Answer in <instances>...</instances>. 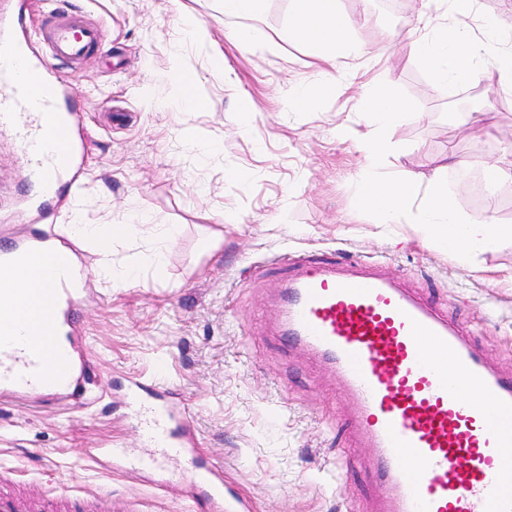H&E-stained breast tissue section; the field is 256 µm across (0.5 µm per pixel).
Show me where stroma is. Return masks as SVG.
Listing matches in <instances>:
<instances>
[{
	"label": "stroma",
	"mask_w": 512,
	"mask_h": 512,
	"mask_svg": "<svg viewBox=\"0 0 512 512\" xmlns=\"http://www.w3.org/2000/svg\"><path fill=\"white\" fill-rule=\"evenodd\" d=\"M100 25L104 46L82 64L53 62L81 117V171L28 217L33 176L13 137L0 133V216L14 231L49 221L66 232L74 212L89 223L135 224L137 237L114 245L112 262L142 264L140 280L106 287L97 257L79 247L90 302L82 310L85 364L99 383L93 405L0 403V472L17 491L48 497L108 489L132 512H193L186 494L108 471L95 448L139 452L140 430L123 403L129 379L163 375L178 387L201 455L224 467L226 483L251 512H376L366 473L376 451L353 430V399L317 355L279 338L283 253L341 252L379 259L403 287L421 293L460 324L498 371L512 375V239L462 264L424 239L416 224H381L358 201L357 173L367 131L359 85L386 84L412 117L385 135L382 172L430 175L455 154L467 170L442 176L453 205L512 225V181L488 186L482 165L512 156V96L485 111L479 88L437 85L414 51L419 0H340L356 38L388 69L348 60L347 76L322 86L325 63L289 34L293 0H267L259 20L228 18L224 0H0L21 17L15 38L44 55L36 33L57 6ZM309 88L305 108L292 87ZM472 113L460 129L449 111ZM352 137L340 141L338 125ZM216 142L201 153L186 138ZM223 237L200 248V224ZM181 226L162 269L148 263L159 229ZM352 462L353 478L331 474Z\"/></svg>",
	"instance_id": "1"
}]
</instances>
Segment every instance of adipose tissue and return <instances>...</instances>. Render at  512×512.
<instances>
[{"label":"adipose tissue","mask_w":512,"mask_h":512,"mask_svg":"<svg viewBox=\"0 0 512 512\" xmlns=\"http://www.w3.org/2000/svg\"><path fill=\"white\" fill-rule=\"evenodd\" d=\"M290 32L294 38L314 48L333 50L331 70L325 85L336 83V74L346 58L362 59L365 46L358 42L339 0H294ZM446 4L443 15L430 17L421 12V23L431 24V34L421 36L414 49L440 86L468 85L488 91L512 93V36L500 33L493 22H485L481 35H474L463 21L476 13L477 0H433ZM359 107L368 128L360 143L365 163L357 174L359 202L375 212L384 224L421 225L426 239L456 259L468 260L475 250L495 242L512 239V225L491 223L489 215H468L454 209L443 189L440 176L461 167L462 159L441 158L430 178L407 171L399 177L381 178L378 168L383 155L384 133L408 113L407 104L385 87L370 88ZM137 232L133 224H89L74 216L69 233L93 246L99 255V279L126 285L138 281L140 270L129 266L112 269V246Z\"/></svg>","instance_id":"adipose-tissue-1"}]
</instances>
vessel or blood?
Here are the masks:
<instances>
[{
  "label": "vessel or blood",
  "mask_w": 512,
  "mask_h": 512,
  "mask_svg": "<svg viewBox=\"0 0 512 512\" xmlns=\"http://www.w3.org/2000/svg\"><path fill=\"white\" fill-rule=\"evenodd\" d=\"M0 14V132L13 134L21 160L53 188L73 171V133L61 82L47 61L11 35ZM49 59L82 60L101 44L99 26L59 8L43 22ZM74 241L54 228L0 248V272L32 285L23 302L0 295V398L61 396L79 387L75 338L86 290L68 273ZM280 333L337 369L356 400L354 423L379 451L383 512H512V376L498 374L471 336L386 275L332 261H294L284 288ZM480 402H471V394ZM175 386L131 382L125 405L139 419L146 451L94 453L103 468L130 467L157 487L203 497L208 512H245L224 469L195 446L192 421ZM0 512H43L42 496L0 490ZM67 512H120L111 492Z\"/></svg>",
  "instance_id": "obj_1"
}]
</instances>
